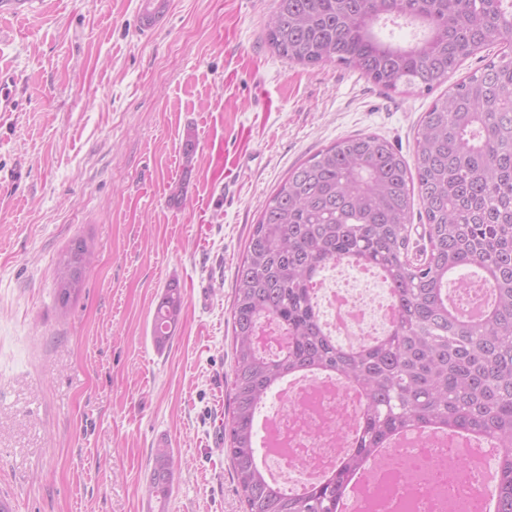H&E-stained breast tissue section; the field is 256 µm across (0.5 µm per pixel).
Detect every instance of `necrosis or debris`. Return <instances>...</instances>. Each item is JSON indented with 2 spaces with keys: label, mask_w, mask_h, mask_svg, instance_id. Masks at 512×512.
Instances as JSON below:
<instances>
[{
  "label": "necrosis or debris",
  "mask_w": 512,
  "mask_h": 512,
  "mask_svg": "<svg viewBox=\"0 0 512 512\" xmlns=\"http://www.w3.org/2000/svg\"><path fill=\"white\" fill-rule=\"evenodd\" d=\"M331 269L341 281L321 290L327 331L361 341L387 328L389 299L364 295L360 288L362 276L352 273L342 262L332 263ZM279 401V410L264 421L265 426L286 434L290 441L288 454L273 458L277 475L309 484L320 471L335 467L347 445L350 425L362 408L361 401L350 393L346 381L327 389L312 377L297 391L280 395ZM389 453L394 466L371 471L368 481L369 493H376L383 484L390 490L379 512H399L398 505L404 500L415 503L414 512H447L433 494L436 483L451 487L455 497L467 502L468 512H483V499L493 490L494 459H487L477 471L472 470L469 461H462L464 476L458 479L448 468L449 459L457 455L455 448L432 436L398 443ZM409 464L430 473L431 482L408 479L405 467Z\"/></svg>",
  "instance_id": "obj_1"
}]
</instances>
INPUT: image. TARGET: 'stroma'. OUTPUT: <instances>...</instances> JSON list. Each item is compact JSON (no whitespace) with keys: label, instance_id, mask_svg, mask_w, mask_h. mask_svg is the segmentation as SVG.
<instances>
[{"label":"stroma","instance_id":"obj_1","mask_svg":"<svg viewBox=\"0 0 512 512\" xmlns=\"http://www.w3.org/2000/svg\"><path fill=\"white\" fill-rule=\"evenodd\" d=\"M0 5V496L14 512H151V449L177 462L168 512H244L213 447L233 368L238 265L289 169L337 139L412 158L439 91L391 92L265 40L275 0ZM197 151L184 165L182 139ZM97 261L68 311L53 269L75 237ZM169 343L152 340L169 284ZM182 303L181 289L175 283L169 284L161 294L153 315L152 339L158 348H163L171 339Z\"/></svg>","mask_w":512,"mask_h":512}]
</instances>
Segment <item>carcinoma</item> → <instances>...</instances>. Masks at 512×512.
Masks as SVG:
<instances>
[{"label": "carcinoma", "mask_w": 512, "mask_h": 512, "mask_svg": "<svg viewBox=\"0 0 512 512\" xmlns=\"http://www.w3.org/2000/svg\"><path fill=\"white\" fill-rule=\"evenodd\" d=\"M265 35L279 56L303 65L336 63L390 91L428 93L483 49H512V0H275ZM403 19L420 31L402 46L381 37ZM423 203L424 244L411 246L414 198ZM72 239L54 268L55 302ZM344 254L387 273L395 323L383 338L352 347L323 326L312 283ZM470 270L492 300L470 318L448 308V276ZM183 296L167 286L152 339H171ZM273 321L287 337L279 352L255 344ZM234 369L224 443L246 512H336L349 478L382 463L397 433L454 426L502 449L493 475L498 512H512V52L457 82L424 113L413 163L376 134L344 137L288 171L262 206L238 266L232 303ZM329 371L365 395L364 433L332 474L301 492L271 483L257 462L255 420L288 376ZM174 459L152 454L149 491L167 512Z\"/></svg>", "instance_id": "carcinoma-1"}]
</instances>
